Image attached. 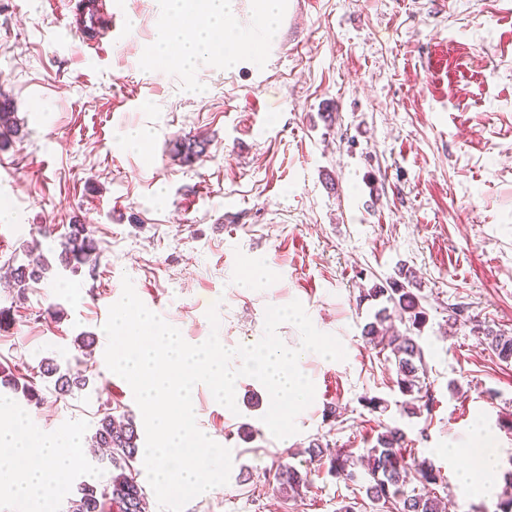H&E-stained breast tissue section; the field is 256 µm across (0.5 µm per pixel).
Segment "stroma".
Segmentation results:
<instances>
[{
  "instance_id": "35a3bbf8",
  "label": "stroma",
  "mask_w": 512,
  "mask_h": 512,
  "mask_svg": "<svg viewBox=\"0 0 512 512\" xmlns=\"http://www.w3.org/2000/svg\"><path fill=\"white\" fill-rule=\"evenodd\" d=\"M75 2L0 0V93L23 132L0 147V267L26 263L30 242L56 262L76 222L102 252L95 271L56 263L22 294L0 279V366L44 398L0 386V409L85 438L107 410L142 424L104 359L100 311L123 277L193 345L213 331L227 347L251 344L266 307L296 299L346 359L308 356L314 401L282 440L262 421L270 400L254 378H239L232 410L197 385V424L232 468L183 512H337L345 501L378 512L327 467L296 498L276 476L306 469L316 438L360 454L384 423L440 469L448 512H497L512 471V362L482 332H512V0H288L262 64L228 71L205 58L188 72L154 57L164 0H110L126 38L87 45L68 33ZM136 128L150 134L139 147L127 140ZM188 139L203 152L186 162L174 146ZM402 265L428 317L433 407L417 417L396 407L393 367L361 337L376 310L361 290ZM84 332L97 338L87 357ZM46 358L82 360L88 387L57 399ZM372 396L389 410L369 411ZM477 423L499 453L483 496L456 479L465 459L444 452Z\"/></svg>"
}]
</instances>
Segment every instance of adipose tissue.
<instances>
[{"mask_svg":"<svg viewBox=\"0 0 512 512\" xmlns=\"http://www.w3.org/2000/svg\"><path fill=\"white\" fill-rule=\"evenodd\" d=\"M287 0H252L250 29L237 22V0H166V22L155 44L159 62L183 69L200 59L222 55L225 68L243 61L259 64L264 47L280 25ZM77 435L50 436L23 424L14 414H0V497L23 512H50V497L63 470L81 453ZM464 453L466 485L491 474L498 465L491 433L475 427Z\"/></svg>","mask_w":512,"mask_h":512,"instance_id":"ef3b65f1","label":"adipose tissue"}]
</instances>
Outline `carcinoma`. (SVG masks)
I'll list each match as a JSON object with an SVG mask.
<instances>
[{
  "instance_id": "1",
  "label": "carcinoma",
  "mask_w": 512,
  "mask_h": 512,
  "mask_svg": "<svg viewBox=\"0 0 512 512\" xmlns=\"http://www.w3.org/2000/svg\"><path fill=\"white\" fill-rule=\"evenodd\" d=\"M10 133H18L13 111H0V144ZM60 245L62 263L73 272L88 266L96 269L100 261L97 241L88 234L82 224L70 225ZM28 261L11 268L12 287L25 289L29 282L44 277L48 264L43 255L30 249ZM421 284L415 273L405 267L398 268V276L383 283H376L360 300H378L380 307L373 320L362 329L366 344L386 353V360L396 372V386L403 397L400 409L407 415L417 416L421 410L431 411L430 404L415 405L417 394L423 389L421 376L426 374L425 353L418 342L427 320V312L421 304ZM408 321V328L400 332L390 325L393 314ZM485 341L491 351L502 361L512 360V335L487 331ZM41 374L54 378L57 398L70 395L73 388L88 384L84 376H72L71 368L61 369L52 359L41 362ZM0 385L22 390L26 400L36 405L42 396L34 382L19 384L18 378L7 368L0 366ZM140 435L134 421L124 415L115 416L106 411L95 425L91 447L102 450V457L109 460L112 475L104 484L80 483L65 497L64 512H149L148 496L137 480L134 463L140 454ZM305 453L312 461L329 459V472L346 481L359 483L367 498L383 512H446V504L435 495L433 487L442 482L441 472L426 460H418L408 448V437L399 426L383 425L376 443L359 457L349 452H331L330 445L317 438L311 441ZM414 474L419 487L407 488V477ZM280 490L295 497L309 484L308 473L288 464L278 472Z\"/></svg>"
}]
</instances>
